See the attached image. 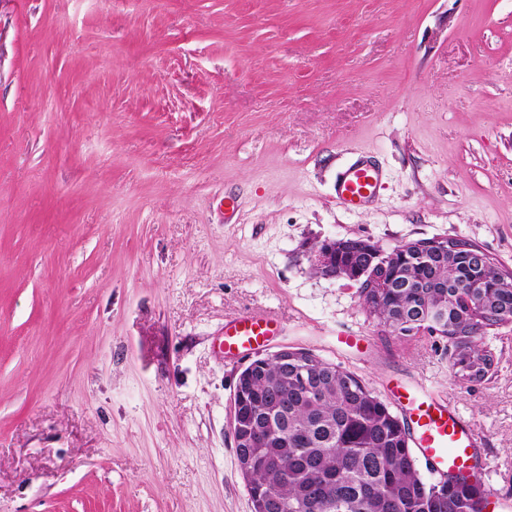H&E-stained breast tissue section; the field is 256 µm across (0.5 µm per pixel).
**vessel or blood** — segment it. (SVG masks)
Listing matches in <instances>:
<instances>
[{
  "label": "vessel or blood",
  "mask_w": 512,
  "mask_h": 512,
  "mask_svg": "<svg viewBox=\"0 0 512 512\" xmlns=\"http://www.w3.org/2000/svg\"><path fill=\"white\" fill-rule=\"evenodd\" d=\"M382 175L368 162L351 165L336 179V197L357 208L378 195ZM283 330L274 312L257 309L225 318L218 342L225 358L265 349ZM395 406L410 428L411 443L436 476L456 475L482 467L477 437L455 411L432 393L417 391L396 401Z\"/></svg>",
  "instance_id": "obj_1"
}]
</instances>
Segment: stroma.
Returning <instances> with one entry per match:
<instances>
[{
  "label": "stroma",
  "mask_w": 512,
  "mask_h": 512,
  "mask_svg": "<svg viewBox=\"0 0 512 512\" xmlns=\"http://www.w3.org/2000/svg\"><path fill=\"white\" fill-rule=\"evenodd\" d=\"M360 160L383 185L349 209ZM329 238L512 270V0H0V512H252L248 359L213 346L252 309L270 350L446 400L512 500V323L468 381L312 271ZM381 182V172L371 163L353 164L337 177L336 198L349 207L363 206L377 197ZM415 243H416V241L405 242V244H407V246L417 247V248H413V250H411V253L413 254L414 259H418L423 262L428 259V255L435 256V257L439 256L441 258L443 256V254L447 251H448V255H454V253H455L454 251L456 250L453 247H450L451 249L448 248V239L435 238L433 241L426 244L427 248H431L428 251H425L424 246L421 247L420 243L419 244H415Z\"/></svg>",
  "instance_id": "stroma-1"
}]
</instances>
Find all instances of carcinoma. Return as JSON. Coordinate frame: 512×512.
I'll list each match as a JSON object with an SVG mask.
<instances>
[{
	"label": "carcinoma",
	"instance_id": "1",
	"mask_svg": "<svg viewBox=\"0 0 512 512\" xmlns=\"http://www.w3.org/2000/svg\"><path fill=\"white\" fill-rule=\"evenodd\" d=\"M341 264L362 268L372 255L336 250ZM496 265L484 287L469 297L481 312L465 311L455 287L467 273L448 264L413 266L411 287L380 293L379 326L393 333L417 307L447 298L446 338L466 363L462 376L484 378L493 364L487 329L512 316V288L496 287ZM296 366L274 361L254 368L244 396L260 447L239 448L255 512H479L481 490L470 476L448 484L422 477L403 420L353 373L330 370L316 360L308 387L297 383Z\"/></svg>",
	"mask_w": 512,
	"mask_h": 512
}]
</instances>
